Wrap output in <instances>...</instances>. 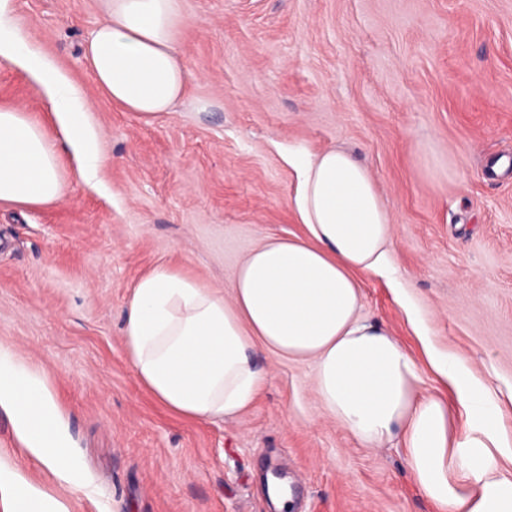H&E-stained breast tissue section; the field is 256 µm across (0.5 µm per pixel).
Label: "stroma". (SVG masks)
<instances>
[{
  "mask_svg": "<svg viewBox=\"0 0 512 512\" xmlns=\"http://www.w3.org/2000/svg\"><path fill=\"white\" fill-rule=\"evenodd\" d=\"M22 32L80 85L106 165L56 203H0V346L37 373L94 493L22 442L0 406V471L67 512H271L279 467L294 512H435L399 444L364 448L325 415L303 361L260 355L268 380L242 414L186 421L142 386L124 345L136 282L165 265L229 289L238 259L304 232L288 207L289 150L350 152L394 224L397 280L363 279V312L423 359L393 291L432 344L459 357L512 439V0H185L189 95L145 121L112 105L84 64L101 0H13ZM0 106L52 128L43 93L0 60Z\"/></svg>",
  "mask_w": 512,
  "mask_h": 512,
  "instance_id": "stroma-1",
  "label": "stroma"
}]
</instances>
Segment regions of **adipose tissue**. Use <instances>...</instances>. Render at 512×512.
Masks as SVG:
<instances>
[{
	"label": "adipose tissue",
	"instance_id": "1",
	"mask_svg": "<svg viewBox=\"0 0 512 512\" xmlns=\"http://www.w3.org/2000/svg\"><path fill=\"white\" fill-rule=\"evenodd\" d=\"M102 19L84 59L101 94L149 120L187 98L189 71L178 48L183 0H101ZM0 57L45 93L56 125L78 158L81 179L100 182L106 160L80 88L15 25L0 0ZM57 143L24 109L0 108V201L46 205L67 184ZM289 204L306 237H269L240 261L229 292L160 265L139 279L126 305L124 344L152 396L192 421L245 412L267 381L256 351L311 362L325 411L365 448L399 442L407 468L437 512H512V478L499 453L511 443L496 405L458 358L428 350L458 404L479 423L462 434L447 403L423 392L422 369L394 333L363 317L359 274L393 269L391 215L369 169L342 149L293 154ZM0 404L26 443L71 485L86 488L57 426L44 384L0 347Z\"/></svg>",
	"mask_w": 512,
	"mask_h": 512
}]
</instances>
